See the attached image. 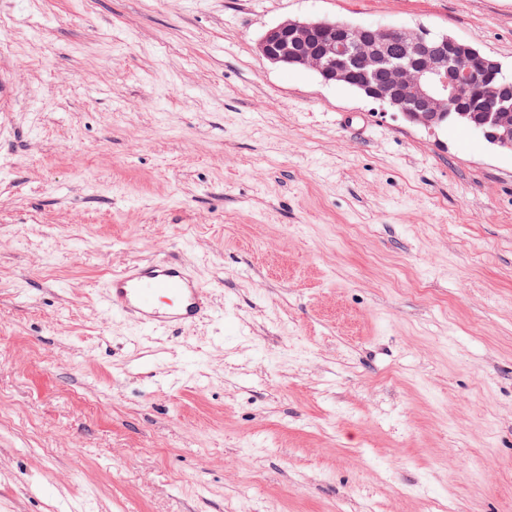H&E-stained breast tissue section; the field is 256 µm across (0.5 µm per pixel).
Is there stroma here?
<instances>
[{
	"instance_id": "35a3bbf8",
	"label": "stroma",
	"mask_w": 512,
	"mask_h": 512,
	"mask_svg": "<svg viewBox=\"0 0 512 512\" xmlns=\"http://www.w3.org/2000/svg\"><path fill=\"white\" fill-rule=\"evenodd\" d=\"M311 18L512 68V0H0V512H512V151L260 55ZM104 288L109 311L154 333L194 324L211 309L206 290L177 257L129 265L113 273Z\"/></svg>"
}]
</instances>
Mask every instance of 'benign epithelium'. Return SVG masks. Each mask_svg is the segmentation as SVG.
Segmentation results:
<instances>
[{
    "instance_id": "benign-epithelium-1",
    "label": "benign epithelium",
    "mask_w": 512,
    "mask_h": 512,
    "mask_svg": "<svg viewBox=\"0 0 512 512\" xmlns=\"http://www.w3.org/2000/svg\"><path fill=\"white\" fill-rule=\"evenodd\" d=\"M258 50L272 65L312 69L326 84H356L429 131L476 101V133L512 149V93L495 83L501 64L467 42L425 29L286 20L265 31Z\"/></svg>"
}]
</instances>
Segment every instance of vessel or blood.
<instances>
[{"mask_svg":"<svg viewBox=\"0 0 512 512\" xmlns=\"http://www.w3.org/2000/svg\"><path fill=\"white\" fill-rule=\"evenodd\" d=\"M103 302L112 313L154 333L194 324L211 309L204 287L176 257L135 263L113 273Z\"/></svg>","mask_w":512,"mask_h":512,"instance_id":"1","label":"vessel or blood"}]
</instances>
